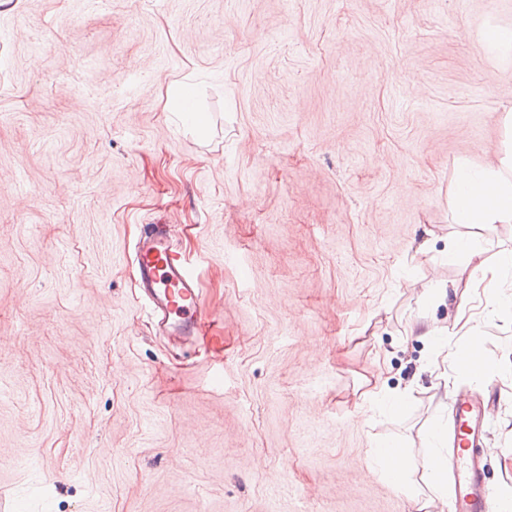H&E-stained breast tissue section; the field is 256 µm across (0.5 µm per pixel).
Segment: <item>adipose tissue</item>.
I'll return each instance as SVG.
<instances>
[{
    "instance_id": "adipose-tissue-1",
    "label": "adipose tissue",
    "mask_w": 512,
    "mask_h": 512,
    "mask_svg": "<svg viewBox=\"0 0 512 512\" xmlns=\"http://www.w3.org/2000/svg\"><path fill=\"white\" fill-rule=\"evenodd\" d=\"M452 213L458 224L512 223V153L488 165H458Z\"/></svg>"
}]
</instances>
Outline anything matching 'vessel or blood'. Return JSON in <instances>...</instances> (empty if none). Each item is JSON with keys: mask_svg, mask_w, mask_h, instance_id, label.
I'll return each mask as SVG.
<instances>
[{"mask_svg": "<svg viewBox=\"0 0 512 512\" xmlns=\"http://www.w3.org/2000/svg\"><path fill=\"white\" fill-rule=\"evenodd\" d=\"M139 287L161 324L180 335L199 326L202 295L192 272L174 255L167 234L150 231L137 253ZM455 445L459 468L452 512H489L490 492L479 449L482 445L481 403L459 396L455 410Z\"/></svg>", "mask_w": 512, "mask_h": 512, "instance_id": "b4317fda", "label": "vessel or blood"}]
</instances>
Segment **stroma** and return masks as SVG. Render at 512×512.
<instances>
[{
    "label": "stroma",
    "mask_w": 512,
    "mask_h": 512,
    "mask_svg": "<svg viewBox=\"0 0 512 512\" xmlns=\"http://www.w3.org/2000/svg\"><path fill=\"white\" fill-rule=\"evenodd\" d=\"M491 24L512 0H0V512H417L465 392L495 400L504 499L512 305L485 271L512 223L451 212L457 165L512 146ZM153 224L195 336L139 298ZM470 336L488 381L446 359ZM376 386L413 402L370 413ZM390 437L400 488L371 463Z\"/></svg>",
    "instance_id": "35a3bbf8"
}]
</instances>
